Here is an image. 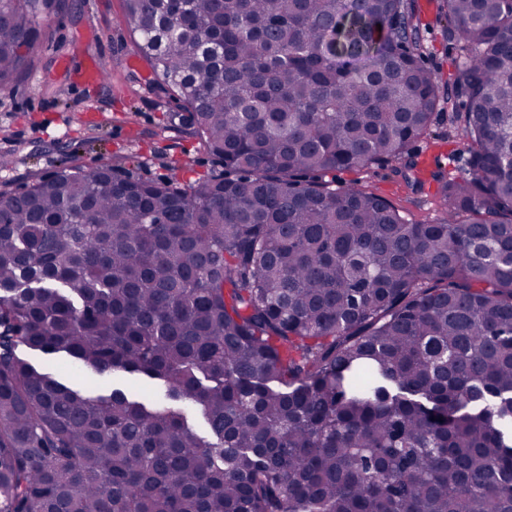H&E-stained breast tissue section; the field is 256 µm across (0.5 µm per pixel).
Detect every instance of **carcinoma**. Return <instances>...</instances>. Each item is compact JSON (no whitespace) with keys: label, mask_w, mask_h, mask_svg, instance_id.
<instances>
[{"label":"carcinoma","mask_w":512,"mask_h":512,"mask_svg":"<svg viewBox=\"0 0 512 512\" xmlns=\"http://www.w3.org/2000/svg\"><path fill=\"white\" fill-rule=\"evenodd\" d=\"M42 2L0 0V90ZM439 14L451 83L408 0H123L144 90L225 174L68 159L0 190V512H512V0ZM439 116L446 220L336 185L419 192ZM446 127L437 119L428 135L416 143L420 158L429 156L426 170L427 182L422 193L412 194L403 183L393 178L388 167L375 166L370 172L337 173L343 183L358 181L368 183L377 194L400 207L407 218L416 222H442L448 217V210L436 195L437 183L431 178L432 172L444 171L448 178L458 179L466 175L465 161L458 154L462 148V137L455 140L444 138Z\"/></svg>","instance_id":"cac0c4a2"}]
</instances>
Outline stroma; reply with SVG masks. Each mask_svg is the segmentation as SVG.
Returning <instances> with one entry per match:
<instances>
[{
	"mask_svg": "<svg viewBox=\"0 0 512 512\" xmlns=\"http://www.w3.org/2000/svg\"><path fill=\"white\" fill-rule=\"evenodd\" d=\"M415 6L425 25L426 67L452 79L460 51L443 38L438 0H415ZM121 14V0H65L63 9L40 23L34 69L0 92V186L19 188L56 170L69 156L88 169L119 158L125 170L144 181L164 180L175 172L181 183L192 184L222 173L215 156L179 132L184 111L140 88L149 68L144 62L130 65L134 37L121 24ZM89 55L100 56L111 73L110 80L92 90L78 82ZM444 133V124L435 122L416 148L427 158L428 172L461 178L466 174L462 142ZM338 178L369 184L409 220L440 222L448 216L434 180L414 194L386 167L342 172Z\"/></svg>",
	"mask_w": 512,
	"mask_h": 512,
	"instance_id": "1",
	"label": "stroma"
}]
</instances>
